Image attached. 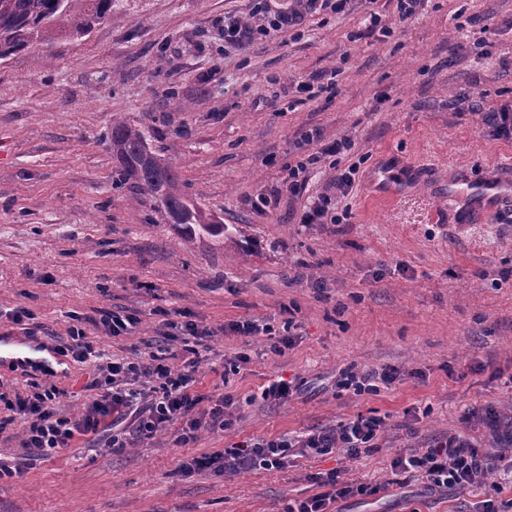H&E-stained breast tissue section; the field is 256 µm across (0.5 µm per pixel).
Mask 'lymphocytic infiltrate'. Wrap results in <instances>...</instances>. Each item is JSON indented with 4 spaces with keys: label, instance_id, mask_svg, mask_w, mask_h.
Here are the masks:
<instances>
[{
    "label": "lymphocytic infiltrate",
    "instance_id": "f902f5d3",
    "mask_svg": "<svg viewBox=\"0 0 512 512\" xmlns=\"http://www.w3.org/2000/svg\"><path fill=\"white\" fill-rule=\"evenodd\" d=\"M253 15L267 17V26L253 25L237 16L224 21V42L240 47L269 31L292 29L301 16L292 11H275L270 0H252ZM294 164L288 165L282 191L300 193L312 166L323 157L343 158L351 150L349 139L323 143L318 130L306 131ZM355 166L337 170L333 190L308 197L299 216L303 224H339L344 220L338 204L352 186ZM177 330L187 336L184 350L190 358L187 370L171 368L164 357L153 356L151 362H129L108 356L97 348L81 323H73L67 336L56 338L53 350L77 364L94 363L96 373L88 385L89 395L76 415L59 410L64 389L54 381H27L23 389L0 391V434L8 425H16L21 454L14 465L0 463V476L11 475L13 468L23 467L31 457L48 458L83 441L103 442L105 447L121 450L133 443L153 439L168 427H175L176 440L188 443L201 431L215 433L229 428V410L235 404L231 394L207 395L196 390L192 373L199 361L196 354L205 347L214 332L190 321L177 323ZM402 371L386 365L370 372L351 369L340 372L335 387L356 395L391 388L402 380ZM386 426L384 418L353 416L298 438L277 437L242 441L223 451L207 454L183 463L184 472L217 467L227 474L244 470L272 469L287 465L291 457L308 454L336 453L350 459L370 454L375 441ZM392 471L425 479L432 487L465 489L491 486L502 491L503 481L512 479V454H492L475 446L461 434L434 439L426 448L394 458ZM317 493L289 502L285 512H339L340 502L370 497L381 492V484L353 483L343 480L332 469L312 476Z\"/></svg>",
    "mask_w": 512,
    "mask_h": 512
}]
</instances>
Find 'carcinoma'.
I'll use <instances>...</instances> for the list:
<instances>
[{
  "label": "carcinoma",
  "mask_w": 512,
  "mask_h": 512,
  "mask_svg": "<svg viewBox=\"0 0 512 512\" xmlns=\"http://www.w3.org/2000/svg\"><path fill=\"white\" fill-rule=\"evenodd\" d=\"M117 0H0V59L59 33L83 35L105 20ZM119 161L118 181L132 182L137 196L155 202L165 223L182 229L185 241L222 238L227 227L184 197L173 167L148 142L147 131L117 120L110 134Z\"/></svg>",
  "instance_id": "1"
}]
</instances>
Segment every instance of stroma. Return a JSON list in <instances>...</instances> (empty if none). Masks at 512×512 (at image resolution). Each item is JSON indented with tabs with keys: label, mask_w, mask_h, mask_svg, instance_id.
<instances>
[{
	"label": "stroma",
	"mask_w": 512,
	"mask_h": 512,
	"mask_svg": "<svg viewBox=\"0 0 512 512\" xmlns=\"http://www.w3.org/2000/svg\"><path fill=\"white\" fill-rule=\"evenodd\" d=\"M252 0H119L81 37L60 34L0 59V386L42 378L41 345L66 335L72 316L94 324L105 309L136 314L128 336H98L100 349L129 360L166 350L181 310L217 329L195 372L200 392L225 385L237 400L233 428L180 445L174 430L117 452L70 448L0 479V512H283L314 494L311 475L340 469L353 482L384 483L342 512H473L481 488L439 491L426 481L393 483V458L452 433L490 452L507 451L468 411L512 418V211L477 216L449 188L506 176L512 139L480 115L458 113L460 93L487 90L512 107V0H426L400 22L396 0L376 8L391 37L368 31L363 5L337 16L307 13L301 26L241 48L224 45V17H251ZM479 46L454 56L461 18ZM339 71L334 94L307 101L298 85ZM288 111H281V104ZM143 125L178 173L181 191L230 228L224 241L192 246L150 203L115 183L107 135L114 121ZM347 137L357 164L343 224H300L303 201L279 195L257 212L250 198L274 192L297 158L300 134ZM432 196L436 224L376 201L378 177ZM34 314L40 341L8 314ZM243 320L293 328L285 355L265 337L221 334ZM249 362L233 376L224 366ZM64 413L80 411L92 366L58 357ZM403 367L405 379L378 394L337 396L339 371ZM302 378L283 404L245 399L275 376ZM419 416H410V409ZM386 420L376 451L292 459L286 467L234 475L177 474L180 462L249 438L302 436L357 414Z\"/></svg>",
	"instance_id": "35a3bbf8"
}]
</instances>
